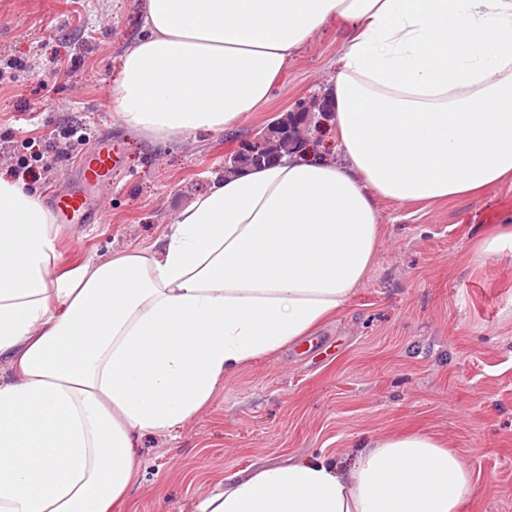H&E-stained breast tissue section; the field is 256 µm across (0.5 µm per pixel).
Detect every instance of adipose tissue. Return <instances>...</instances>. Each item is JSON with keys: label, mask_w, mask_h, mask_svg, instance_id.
I'll return each instance as SVG.
<instances>
[{"label": "adipose tissue", "mask_w": 512, "mask_h": 512, "mask_svg": "<svg viewBox=\"0 0 512 512\" xmlns=\"http://www.w3.org/2000/svg\"><path fill=\"white\" fill-rule=\"evenodd\" d=\"M109 101L155 142L231 132L328 25L334 155L229 175L151 247L59 273V228L0 177V512H112L136 438L170 433L229 374L311 335L363 283L379 200L452 203L512 182V0H143ZM343 469L289 459L225 478L201 512H459L474 491L425 432Z\"/></svg>", "instance_id": "1"}]
</instances>
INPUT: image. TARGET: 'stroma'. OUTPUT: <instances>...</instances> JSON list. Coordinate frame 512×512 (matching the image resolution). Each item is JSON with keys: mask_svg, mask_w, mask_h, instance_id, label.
<instances>
[{"mask_svg": "<svg viewBox=\"0 0 512 512\" xmlns=\"http://www.w3.org/2000/svg\"><path fill=\"white\" fill-rule=\"evenodd\" d=\"M142 2L0 0V175L43 195L79 178L70 135L109 131L121 142V167L100 194L108 221L62 228L64 270L151 246L223 176L226 152L285 113L319 108L348 38L318 32L239 129L155 143L123 125L107 94L142 32ZM379 210L369 276L318 330L329 351L264 356L228 375L180 429L142 434L123 512H196L225 477L291 456L346 469L358 441L408 430L436 435L472 471L461 512H512V257L478 254L512 225V185L455 203L383 200Z\"/></svg>", "mask_w": 512, "mask_h": 512, "instance_id": "1", "label": "stroma"}]
</instances>
